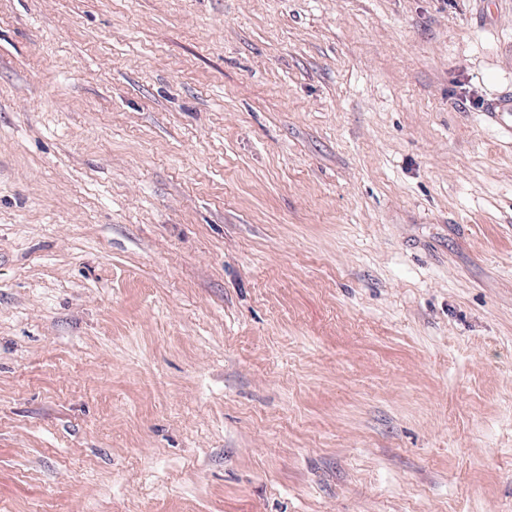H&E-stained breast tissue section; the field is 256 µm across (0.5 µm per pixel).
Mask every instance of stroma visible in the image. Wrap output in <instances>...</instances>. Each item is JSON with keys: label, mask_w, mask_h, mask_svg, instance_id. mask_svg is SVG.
<instances>
[{"label": "stroma", "mask_w": 512, "mask_h": 512, "mask_svg": "<svg viewBox=\"0 0 512 512\" xmlns=\"http://www.w3.org/2000/svg\"><path fill=\"white\" fill-rule=\"evenodd\" d=\"M512 0H0V512H512Z\"/></svg>", "instance_id": "1"}]
</instances>
